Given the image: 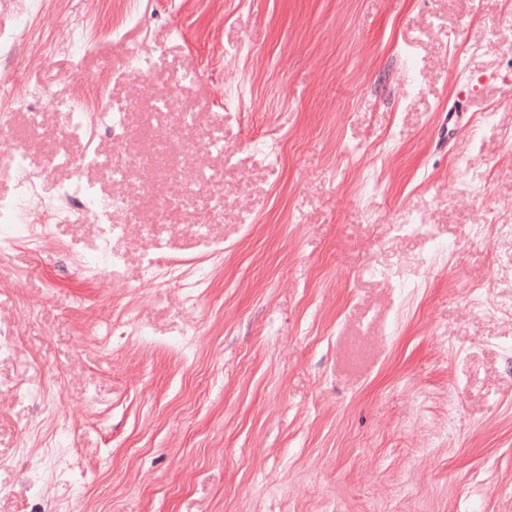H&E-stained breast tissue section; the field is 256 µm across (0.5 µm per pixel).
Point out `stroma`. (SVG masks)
<instances>
[{"label":"stroma","instance_id":"1","mask_svg":"<svg viewBox=\"0 0 512 512\" xmlns=\"http://www.w3.org/2000/svg\"><path fill=\"white\" fill-rule=\"evenodd\" d=\"M27 8L0 0V85L52 101L12 115L15 147L45 189L92 182L139 221L112 215L116 277L82 274L84 219L0 257V512H512V239L485 221H512L506 0H48L33 38ZM139 46L150 71L127 63ZM92 74L141 159L124 181L53 163L86 150L61 105ZM409 216L426 234L395 231ZM201 223L224 263L191 306L141 258L204 261ZM129 312L152 341L106 340Z\"/></svg>","mask_w":512,"mask_h":512}]
</instances>
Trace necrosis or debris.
I'll use <instances>...</instances> for the list:
<instances>
[{"label": "necrosis or debris", "instance_id": "4bbe7bcc", "mask_svg": "<svg viewBox=\"0 0 512 512\" xmlns=\"http://www.w3.org/2000/svg\"><path fill=\"white\" fill-rule=\"evenodd\" d=\"M35 103V96L27 92L0 95V179L13 181L15 187L12 197L0 199V255L11 252L21 243L31 252H40L49 224H63L81 216L103 228L95 251L79 259L82 272L88 276L105 270L119 272L125 262L121 244L127 227L112 223L111 214L116 210L133 213L138 205L124 197L101 201L94 184L80 179L59 184L54 191H46L30 171L25 152L10 142L11 110L31 107ZM67 116L68 135L83 139L93 131H107L119 157L114 163L91 149L82 158V166L107 168L116 180L126 179L134 173L135 162L125 154L127 126L124 113L109 110L102 101L91 106L86 100L78 99L69 104ZM205 247L206 265L190 271L180 264H161L156 254H145L142 258L144 275L159 285L178 284L184 290L186 302L195 303L208 286L210 267L224 260L223 242L207 239Z\"/></svg>", "mask_w": 512, "mask_h": 512}]
</instances>
